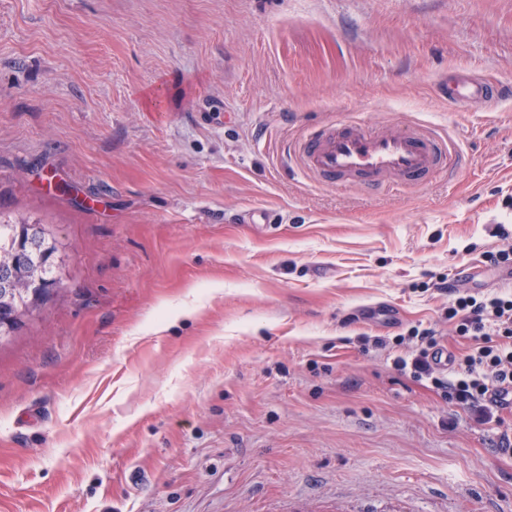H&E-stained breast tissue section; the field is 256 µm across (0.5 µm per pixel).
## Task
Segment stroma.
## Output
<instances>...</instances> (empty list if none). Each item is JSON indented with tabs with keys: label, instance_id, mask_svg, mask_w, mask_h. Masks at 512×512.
<instances>
[{
	"label": "stroma",
	"instance_id": "1",
	"mask_svg": "<svg viewBox=\"0 0 512 512\" xmlns=\"http://www.w3.org/2000/svg\"><path fill=\"white\" fill-rule=\"evenodd\" d=\"M459 72L512 85V0H0V218L65 261L0 342V512H512V411L394 364L512 293V98L449 106ZM345 121L466 162L289 164ZM459 148L425 124L401 128L382 125H327L300 137L294 157L312 181L326 185L360 183L397 192L446 171Z\"/></svg>",
	"mask_w": 512,
	"mask_h": 512
}]
</instances>
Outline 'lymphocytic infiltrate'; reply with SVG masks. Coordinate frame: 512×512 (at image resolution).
I'll return each instance as SVG.
<instances>
[{
  "instance_id": "f902f5d3",
  "label": "lymphocytic infiltrate",
  "mask_w": 512,
  "mask_h": 512,
  "mask_svg": "<svg viewBox=\"0 0 512 512\" xmlns=\"http://www.w3.org/2000/svg\"><path fill=\"white\" fill-rule=\"evenodd\" d=\"M458 335L471 340L470 350L454 362L448 378L436 376L429 357L436 344L432 329L419 330L422 344L412 359L397 358V368H412L415 375L430 379L449 403L468 408L483 422L492 421L512 391V294L476 297L457 295L448 307Z\"/></svg>"
}]
</instances>
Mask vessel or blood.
Instances as JSON below:
<instances>
[{"label": "vessel or blood", "mask_w": 512, "mask_h": 512, "mask_svg": "<svg viewBox=\"0 0 512 512\" xmlns=\"http://www.w3.org/2000/svg\"><path fill=\"white\" fill-rule=\"evenodd\" d=\"M447 94L450 102L472 104L491 99L494 91L481 80L457 77L449 80ZM458 154L457 146L424 124L327 125L300 137L294 150L297 165L316 183H363L388 193L428 180Z\"/></svg>", "instance_id": "b4317fda"}]
</instances>
